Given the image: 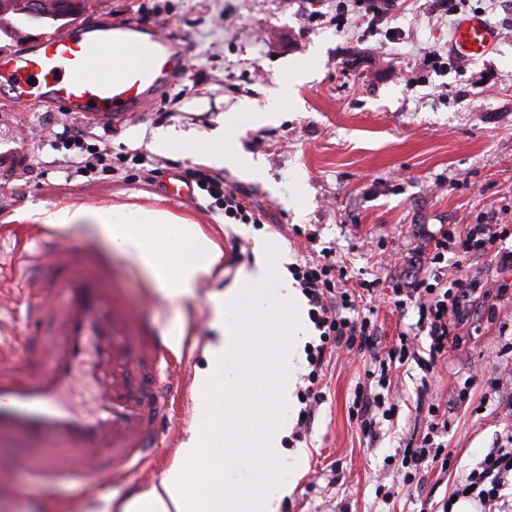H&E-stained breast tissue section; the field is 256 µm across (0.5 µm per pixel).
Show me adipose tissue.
Listing matches in <instances>:
<instances>
[{
	"mask_svg": "<svg viewBox=\"0 0 512 512\" xmlns=\"http://www.w3.org/2000/svg\"><path fill=\"white\" fill-rule=\"evenodd\" d=\"M30 218L40 224L84 225L101 233L117 250L137 256L157 289L169 297L194 294L204 281L224 273L219 245L199 225L172 221L162 210H140L132 224L114 222L108 210L83 206L41 208ZM237 302L234 292L212 298V321L221 332L205 347L206 365L195 378L197 422L180 444L176 463L150 489L121 500L110 496L92 500L82 505L81 512H271L265 495L230 485L224 474V456L243 447L249 422L221 401L243 386L259 392L270 389L277 399L287 400L289 386L283 377L290 371V359L285 356L272 363L261 335L251 334L248 324L223 331L224 312ZM246 335L252 338L251 360L236 376H229L228 366L237 359L240 339ZM202 457L207 464L197 476L196 489H189L185 467Z\"/></svg>",
	"mask_w": 512,
	"mask_h": 512,
	"instance_id": "adipose-tissue-1",
	"label": "adipose tissue"
}]
</instances>
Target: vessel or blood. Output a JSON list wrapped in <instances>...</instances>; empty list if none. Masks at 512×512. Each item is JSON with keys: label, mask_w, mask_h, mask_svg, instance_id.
<instances>
[{"label": "vessel or blood", "mask_w": 512, "mask_h": 512, "mask_svg": "<svg viewBox=\"0 0 512 512\" xmlns=\"http://www.w3.org/2000/svg\"><path fill=\"white\" fill-rule=\"evenodd\" d=\"M497 40L487 19L465 14L454 23L450 47L480 58ZM109 48L118 56L107 80L100 71ZM186 70L184 49L158 28L100 13L1 53L0 94L31 109L117 126L147 111ZM26 259V317L40 336L22 357L0 358V441L25 438L50 487L67 482L89 491L103 472L125 482L149 468L161 445L163 411L178 396L163 371L177 358L159 330L133 314L111 264L92 250L62 244L49 259ZM81 379L95 385L88 413L64 402Z\"/></svg>", "instance_id": "b4317fda"}]
</instances>
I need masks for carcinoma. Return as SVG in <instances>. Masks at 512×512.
<instances>
[{"label":"carcinoma","mask_w":512,"mask_h":512,"mask_svg":"<svg viewBox=\"0 0 512 512\" xmlns=\"http://www.w3.org/2000/svg\"><path fill=\"white\" fill-rule=\"evenodd\" d=\"M88 0H0L1 15H14L15 26H39L55 32L81 15Z\"/></svg>","instance_id":"cac0c4a2"}]
</instances>
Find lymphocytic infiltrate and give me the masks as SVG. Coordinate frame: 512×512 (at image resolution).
<instances>
[{
    "instance_id": "1",
    "label": "lymphocytic infiltrate",
    "mask_w": 512,
    "mask_h": 512,
    "mask_svg": "<svg viewBox=\"0 0 512 512\" xmlns=\"http://www.w3.org/2000/svg\"><path fill=\"white\" fill-rule=\"evenodd\" d=\"M61 137L73 153L75 173L111 171L110 150L90 144L83 130L67 126ZM184 178L195 183L215 209L223 212L225 223H260V214L223 177L190 169ZM509 240L512 225L499 223L494 217L483 224L439 228L429 238L428 251L421 254V274L410 281L391 278L390 291L385 295L367 279L360 280L358 289L347 288L348 271L329 246L289 264L288 271L306 301L308 318L317 332L316 340L306 347L307 371L297 392L301 408L292 442L305 440L317 409L326 400L323 380L330 362L362 354L369 355L370 363L364 381L355 386L350 416L367 443L379 441L383 424L393 422L398 414L393 372L413 363L423 373L416 405L423 427L402 438L397 449L400 463L389 482L377 486L376 493L388 502L420 490L431 473H447L453 461L448 449L451 405L469 402L479 375L471 373L456 383L449 403L429 397V375L447 362L449 353L469 345L479 330L473 322L477 313L488 322L498 323L503 340L500 352L512 353V324L499 319L503 307H512V281L492 278L486 270L472 266L473 260L491 253L501 270L511 269L512 250L504 247ZM384 297L398 311L415 310L417 322L400 331L397 342L383 352L378 347L375 304ZM455 500L470 504V512H512V432L463 469L449 492L422 499L419 512H448V505Z\"/></svg>"
}]
</instances>
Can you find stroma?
Listing matches in <instances>:
<instances>
[{"label": "stroma", "instance_id": "stroma-1", "mask_svg": "<svg viewBox=\"0 0 512 512\" xmlns=\"http://www.w3.org/2000/svg\"><path fill=\"white\" fill-rule=\"evenodd\" d=\"M90 8L112 17H133L165 29L189 57L188 71L163 90L150 111L120 128L77 116L16 106L0 111V336H26L27 274L18 250L20 230L38 207H108L115 222L130 223L138 209L157 208L199 224L224 251V277L194 296L169 298L154 286L134 255L112 248L84 228L40 225L42 247L58 242L85 247L112 260V275L130 302L154 320L183 358L182 395L167 414L164 445L146 473L124 485L103 483L97 493H75L37 484L24 446L0 447V497L31 506L52 498L68 504L93 496L126 497L149 489L177 459L176 450L194 426V378L204 367V345L217 336L210 324L212 294L241 290L252 258L278 270L295 262L304 245L292 225L317 230L350 276L408 279L414 270L394 262L395 249L425 245V232L445 224H476L489 215L512 220V11L497 0H464V14L484 15L500 32L493 50L474 61L454 59L449 48L454 22L433 0H394L380 14L342 12L336 0H90ZM200 88H193L195 78ZM281 110L267 116L269 98ZM242 124L233 134L240 149L262 168L260 177L219 167L195 152L157 149L173 135L209 143L231 116ZM105 142L112 170L68 175L69 150L58 139L63 124ZM161 174L144 178L145 170ZM199 168L224 177L247 194L261 215L257 224H225L203 192L188 202L163 193L168 177ZM250 248L239 262L233 239ZM268 301L242 299L225 311L224 326L242 320L266 324L285 309L281 286L272 283ZM498 327L482 323L467 351L452 352L437 370L432 397L445 399L468 358L497 350ZM488 364L469 403L451 415L448 448L454 463L481 457L511 424L496 403H482L487 382L503 373ZM364 374L359 361H340L326 376L327 400L310 425L306 443L280 448L262 491L273 512H318L331 503L339 512H414L375 497L381 477L395 465L394 438L366 446L349 418L353 390Z\"/></svg>", "mask_w": 512, "mask_h": 512}]
</instances>
